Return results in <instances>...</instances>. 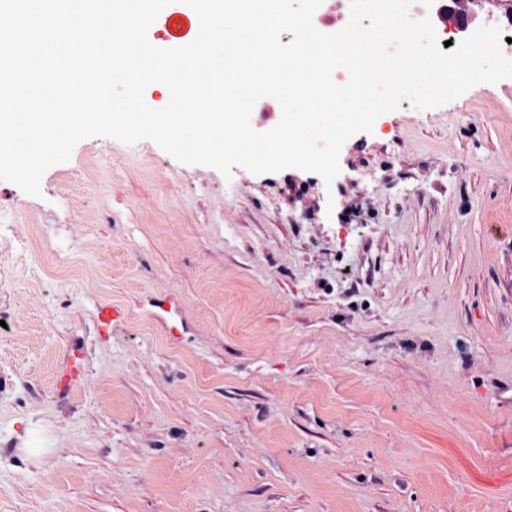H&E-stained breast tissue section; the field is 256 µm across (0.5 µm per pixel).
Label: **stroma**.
Returning <instances> with one entry per match:
<instances>
[{"label": "stroma", "instance_id": "obj_1", "mask_svg": "<svg viewBox=\"0 0 512 512\" xmlns=\"http://www.w3.org/2000/svg\"><path fill=\"white\" fill-rule=\"evenodd\" d=\"M339 162L91 137L0 181V512H512V78Z\"/></svg>", "mask_w": 512, "mask_h": 512}]
</instances>
